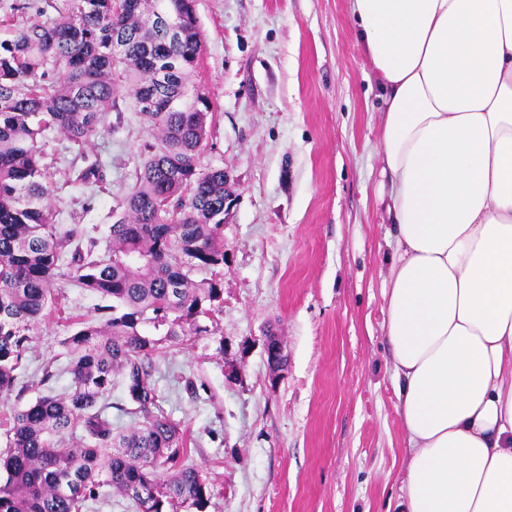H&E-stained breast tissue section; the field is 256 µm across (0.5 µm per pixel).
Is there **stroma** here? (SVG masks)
I'll list each match as a JSON object with an SVG mask.
<instances>
[{
  "instance_id": "obj_1",
  "label": "stroma",
  "mask_w": 512,
  "mask_h": 512,
  "mask_svg": "<svg viewBox=\"0 0 512 512\" xmlns=\"http://www.w3.org/2000/svg\"><path fill=\"white\" fill-rule=\"evenodd\" d=\"M196 12L204 49L189 86L213 104L198 165L226 170L233 191L224 265L204 273L222 280L224 302L204 333L167 345L158 403L213 487L205 512H399L407 454L383 296L394 227L377 198L378 90L349 2L196 0ZM149 136L119 99L88 148L105 164L92 190L66 185L64 142L47 132L57 224L105 239ZM53 291L56 311L0 394V450L11 413L69 391L66 319H96L103 304L66 275ZM270 326L287 357L275 382Z\"/></svg>"
}]
</instances>
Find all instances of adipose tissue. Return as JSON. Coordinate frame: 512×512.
<instances>
[{
  "label": "adipose tissue",
  "instance_id": "obj_1",
  "mask_svg": "<svg viewBox=\"0 0 512 512\" xmlns=\"http://www.w3.org/2000/svg\"><path fill=\"white\" fill-rule=\"evenodd\" d=\"M382 103L405 512H512V0H349Z\"/></svg>",
  "mask_w": 512,
  "mask_h": 512
}]
</instances>
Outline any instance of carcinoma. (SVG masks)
<instances>
[{"label": "carcinoma", "instance_id": "cac0c4a2", "mask_svg": "<svg viewBox=\"0 0 512 512\" xmlns=\"http://www.w3.org/2000/svg\"><path fill=\"white\" fill-rule=\"evenodd\" d=\"M44 22L0 41V393L13 390L33 330L54 307L68 258L71 281L112 304L63 341L70 391L15 413L0 453V512H86L103 488L137 512H204L209 483L182 463L185 432L164 413L152 382L163 344L191 332L223 302L224 169L203 171L211 102L188 87L203 51L195 0H44ZM179 32L167 37L162 17ZM122 89L152 133L132 191L118 204L107 243L55 224L40 137L69 143L66 183L104 182L86 147L101 135ZM150 324L160 338L143 333ZM122 376L135 426L114 434L102 402ZM172 470L169 480L159 470Z\"/></svg>", "mask_w": 512, "mask_h": 512}]
</instances>
